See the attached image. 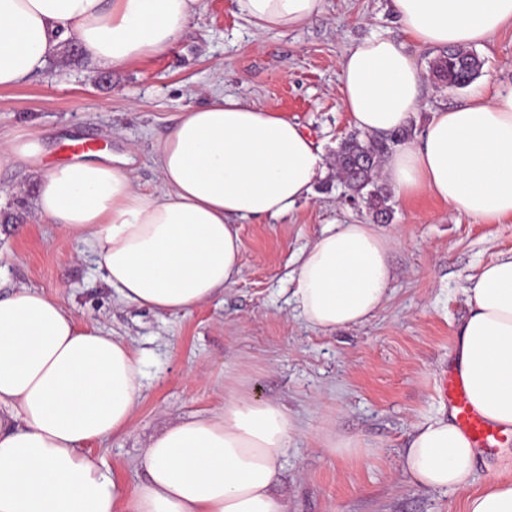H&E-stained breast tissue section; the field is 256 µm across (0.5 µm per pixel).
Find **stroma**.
<instances>
[{"label":"stroma","instance_id":"35a3bbf8","mask_svg":"<svg viewBox=\"0 0 512 512\" xmlns=\"http://www.w3.org/2000/svg\"><path fill=\"white\" fill-rule=\"evenodd\" d=\"M374 33L399 37L392 0H325L323 13L282 35L256 34L236 0H204L164 55L100 71L64 52L42 74L0 89V131L40 136L53 162L63 161L64 145L97 140L128 154L137 184L150 190L159 183L158 137L183 108L222 92L299 122L330 161L355 131L339 101L342 59ZM475 52L483 68L471 86L426 80L413 134L436 108L512 85V23ZM35 191L32 172L0 170V277L10 288L60 296L81 324L142 360L134 429L91 443L86 455L137 484L152 435L179 418L220 412L233 392L282 404L304 431L275 488L286 512H462L461 495L413 488L398 457L415 423L448 410L438 382L468 314L465 290L485 263L512 255V218L483 224L425 193L392 197L393 219L381 227L396 237L388 297L369 321L329 333L288 299L296 255L326 225L372 221L338 181L317 183L287 217L238 222L239 277L187 314L116 302L82 243L38 220ZM338 435L358 436L374 456H333L327 441Z\"/></svg>","mask_w":512,"mask_h":512}]
</instances>
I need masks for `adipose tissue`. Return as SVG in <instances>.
I'll use <instances>...</instances> for the list:
<instances>
[{
    "label": "adipose tissue",
    "instance_id": "ef3b65f1",
    "mask_svg": "<svg viewBox=\"0 0 512 512\" xmlns=\"http://www.w3.org/2000/svg\"><path fill=\"white\" fill-rule=\"evenodd\" d=\"M261 34L296 29L324 0H236ZM402 39L375 34L341 64L340 104L363 133L406 128L426 73L408 44L481 46L512 20V0H392ZM202 0H0V88L41 73L65 45L120 69L172 50ZM39 137L0 134V169L37 175L35 212L75 236L116 300L179 314L241 273L240 220L288 215L328 167L301 126L233 96L188 106L157 145L158 188L137 185L127 156L46 162ZM382 178L476 221L512 216V87L432 112L398 144ZM391 239L372 224H332L298 255L292 301L333 332L368 321L387 298ZM455 365L473 406L512 428V255L465 290ZM143 386L128 345L79 325L59 297L0 295V512H286L273 493L300 434L279 403L230 394L215 416L171 423L143 450L146 477L127 485L89 458L91 442L126 432ZM476 452L452 418L416 423L399 464L418 488L463 492L464 512H512V477L475 482Z\"/></svg>",
    "mask_w": 512,
    "mask_h": 512
}]
</instances>
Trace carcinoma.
Returning a JSON list of instances; mask_svg holds the SVG:
<instances>
[{
	"mask_svg": "<svg viewBox=\"0 0 512 512\" xmlns=\"http://www.w3.org/2000/svg\"><path fill=\"white\" fill-rule=\"evenodd\" d=\"M482 67V61L473 51L448 47L434 61L431 74L450 87L464 88L480 76ZM408 135L407 130L375 138L353 133L336 150V176L342 179L343 186L352 197L365 202L377 223L387 224L393 217L391 192L378 184L381 163L392 147Z\"/></svg>",
	"mask_w": 512,
	"mask_h": 512,
	"instance_id": "cac0c4a2",
	"label": "carcinoma"
}]
</instances>
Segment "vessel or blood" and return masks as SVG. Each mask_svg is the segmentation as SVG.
Returning a JSON list of instances; mask_svg holds the SVG:
<instances>
[{
	"mask_svg": "<svg viewBox=\"0 0 512 512\" xmlns=\"http://www.w3.org/2000/svg\"><path fill=\"white\" fill-rule=\"evenodd\" d=\"M442 395L459 430L474 448L484 452L497 448L505 438L503 428L487 420L471 403L461 375L448 371L442 384Z\"/></svg>",
	"mask_w": 512,
	"mask_h": 512,
	"instance_id": "b4317fda",
	"label": "vessel or blood"
}]
</instances>
